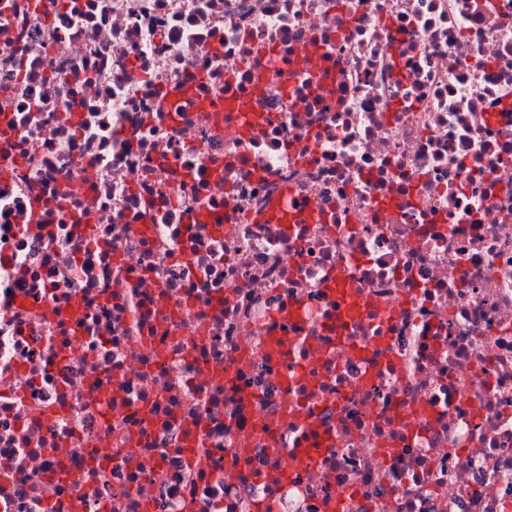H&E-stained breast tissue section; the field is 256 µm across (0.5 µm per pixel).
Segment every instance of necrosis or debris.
<instances>
[{
    "instance_id": "necrosis-or-debris-1",
    "label": "necrosis or debris",
    "mask_w": 512,
    "mask_h": 512,
    "mask_svg": "<svg viewBox=\"0 0 512 512\" xmlns=\"http://www.w3.org/2000/svg\"><path fill=\"white\" fill-rule=\"evenodd\" d=\"M85 2L0 11V512H512V0Z\"/></svg>"
}]
</instances>
